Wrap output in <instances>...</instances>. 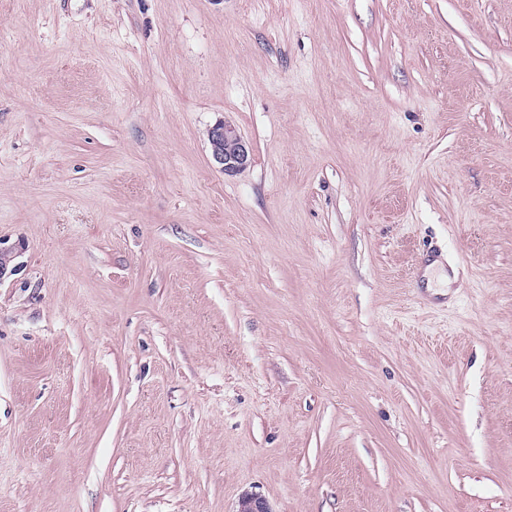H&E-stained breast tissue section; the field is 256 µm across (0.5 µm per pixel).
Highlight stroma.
<instances>
[{
	"label": "stroma",
	"mask_w": 512,
	"mask_h": 512,
	"mask_svg": "<svg viewBox=\"0 0 512 512\" xmlns=\"http://www.w3.org/2000/svg\"><path fill=\"white\" fill-rule=\"evenodd\" d=\"M0 241V512H512V0H0ZM211 157L224 175H235L252 164V149L237 128L218 121L207 130Z\"/></svg>",
	"instance_id": "obj_1"
}]
</instances>
